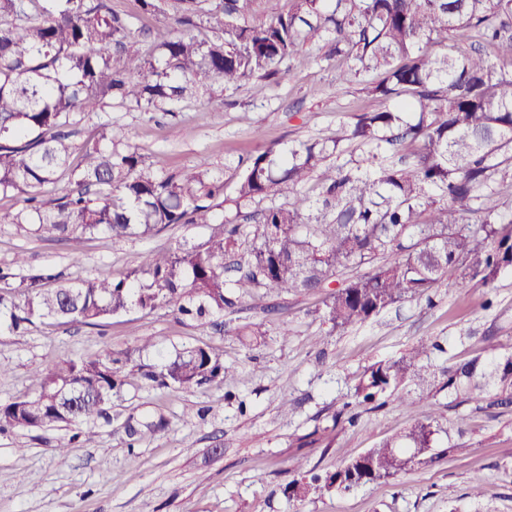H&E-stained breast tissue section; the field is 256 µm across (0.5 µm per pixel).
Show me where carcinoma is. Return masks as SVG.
I'll return each mask as SVG.
<instances>
[{"label":"carcinoma","instance_id":"carcinoma-1","mask_svg":"<svg viewBox=\"0 0 512 512\" xmlns=\"http://www.w3.org/2000/svg\"><path fill=\"white\" fill-rule=\"evenodd\" d=\"M292 2L255 20L256 0H141L162 24L148 47L108 0H0V193L23 194L26 203L12 222L67 241L120 240L214 224L213 209L223 204L234 213L204 244L152 251L119 279L102 273L64 283L50 269L17 276L0 268L9 331L44 320L98 326L132 306L170 307L180 322L203 326L245 297L319 292L344 270L366 266L324 302L323 321L345 331L398 303L432 301L451 272L466 290L512 271V216L488 205L496 194L512 196L504 178L512 172V68L487 53L512 60V0ZM201 28L215 37L195 34ZM459 30L472 34L466 54L446 51ZM308 40L324 42L340 77L385 106L359 111L334 135L238 158L234 196H225L224 175L208 169L157 172L110 123L104 144L84 148L70 168L75 146L66 128L78 120L114 103L179 112L217 88L235 90L255 77L275 82ZM67 171L70 189L43 201L41 189ZM230 334L251 346L263 332L246 324ZM439 349L420 340L395 361L366 366L354 385L358 403L393 397L412 408L400 392L410 383L421 400L446 389L458 406L475 399L512 407V342L441 373L429 363ZM129 361V351L105 349L35 371L36 393L0 404V433L72 426L56 445L65 455L92 441L83 426L111 422L112 396L126 387L188 393L235 378L224 353L208 344L126 371ZM164 427L161 418L127 422L134 442ZM441 432L417 422L346 455L334 470L290 482L287 498L385 482L462 451L441 444Z\"/></svg>","mask_w":512,"mask_h":512}]
</instances>
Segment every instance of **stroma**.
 Returning <instances> with one entry per match:
<instances>
[{
  "instance_id": "obj_1",
  "label": "stroma",
  "mask_w": 512,
  "mask_h": 512,
  "mask_svg": "<svg viewBox=\"0 0 512 512\" xmlns=\"http://www.w3.org/2000/svg\"><path fill=\"white\" fill-rule=\"evenodd\" d=\"M304 53L307 62L283 64L279 83L254 78L168 116L116 105L82 119L73 140L95 143L102 124L110 122L125 128L160 173L200 167L229 178L239 156L332 135L356 110L379 108L358 83L340 80L323 42L307 43ZM23 206L22 196L0 194V267L21 252L26 270L51 267L68 280L102 272L120 278L150 251L185 241L200 245L219 230L215 224H178L152 237L100 234L73 243L13 223ZM488 298L493 304L487 308ZM321 306L318 295L243 300L224 324H261L264 337L250 348L237 337L183 324L168 308L145 313L134 307L95 327L46 321L22 335L1 331L0 364L10 376L0 381V404L32 394L35 370L106 348L131 349L143 336L156 344L144 361L203 342L222 350L237 376L232 385L192 393L127 389L112 407L111 422L97 426L94 442L64 456L54 447L71 428L0 433V512H512V412L472 404L453 409L444 394L421 403L409 384L404 391L417 400L414 411L391 400L376 410L359 409L355 426L332 425L364 367L396 360L419 340L441 343L444 351L435 362L444 366L487 355L484 334L512 338V272L465 292L438 288L432 301L403 302L343 333L323 323ZM286 398L295 402L287 417L280 412ZM461 414L467 417L466 457H446L345 492H314L301 503H290L283 493L303 469H335L345 451H365L427 418L453 428ZM158 415L167 419L166 431L129 447L127 417ZM318 426L327 430L328 447H297V437ZM477 474L486 486L479 498L470 493Z\"/></svg>"
}]
</instances>
